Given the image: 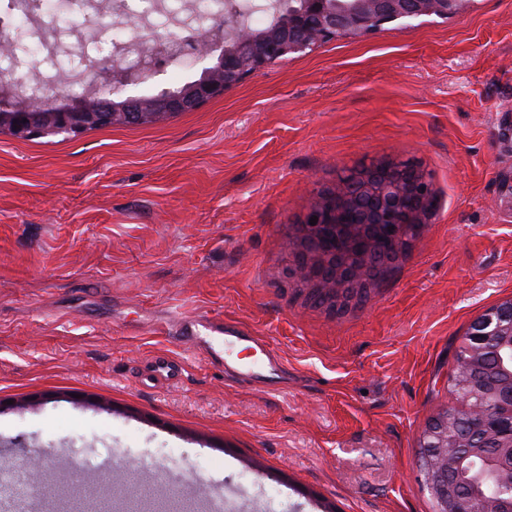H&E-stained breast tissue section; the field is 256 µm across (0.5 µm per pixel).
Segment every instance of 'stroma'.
<instances>
[{"label": "stroma", "mask_w": 512, "mask_h": 512, "mask_svg": "<svg viewBox=\"0 0 512 512\" xmlns=\"http://www.w3.org/2000/svg\"><path fill=\"white\" fill-rule=\"evenodd\" d=\"M153 29L203 22L161 0ZM74 17L59 23V14ZM0 5V74L72 99L136 32L125 0H59L16 29ZM150 97L203 62L154 50ZM413 160L435 202L364 302L331 309L297 273L299 224L343 170ZM512 299V0L445 20L323 42L191 112L148 125L20 140L0 134V458L68 486L152 491L170 474L257 512H434L421 432L449 406L471 324ZM208 314L264 339L274 379L240 374L166 335Z\"/></svg>", "instance_id": "obj_1"}]
</instances>
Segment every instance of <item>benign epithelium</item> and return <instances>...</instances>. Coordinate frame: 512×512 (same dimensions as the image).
I'll list each match as a JSON object with an SVG mask.
<instances>
[{
    "instance_id": "1",
    "label": "benign epithelium",
    "mask_w": 512,
    "mask_h": 512,
    "mask_svg": "<svg viewBox=\"0 0 512 512\" xmlns=\"http://www.w3.org/2000/svg\"><path fill=\"white\" fill-rule=\"evenodd\" d=\"M471 0H302L296 6L288 0L274 5L280 14L279 24L271 30L259 31L243 15L229 11L230 24L225 26L224 42H216L206 34L195 37L197 59L209 58L201 78L175 91H163L149 98L124 96L123 86L151 70L127 74L116 70L107 80L108 70L99 69L95 79L105 92L78 100L63 108L47 107L38 99L28 105H0V124L11 125L19 139L39 137L47 133L70 134L88 123L105 117L113 124L132 125L151 113L161 121L172 113L191 112L204 102L220 97L246 77L262 70L279 57L303 53L315 45L339 35L361 37L382 30L389 24L401 27L425 17L446 19L463 12ZM18 112H48L57 115L55 124L41 127L33 122L18 121ZM395 185L387 178L371 182L367 174L354 176L341 183L336 204L344 201L362 209H397L408 216L402 231L410 224H423L428 213L412 210L407 202L394 196ZM394 261V254L367 251L354 270L377 267ZM301 277H311L331 291L343 289L339 273L313 274V267L298 268ZM497 346L512 350V300L502 302L474 321L467 333L469 357L456 359V368L472 372L474 358L484 350ZM499 413L491 418L481 413L469 416L470 433L448 441V419L441 413L426 423L421 435L418 458L419 476L436 503V512H512V369L502 367L501 377L491 392Z\"/></svg>"
}]
</instances>
